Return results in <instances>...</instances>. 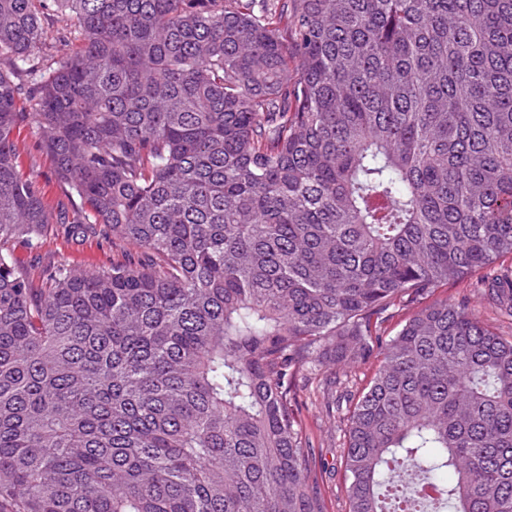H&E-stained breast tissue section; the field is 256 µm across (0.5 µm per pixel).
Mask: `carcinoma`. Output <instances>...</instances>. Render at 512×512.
I'll list each match as a JSON object with an SVG mask.
<instances>
[{"mask_svg":"<svg viewBox=\"0 0 512 512\" xmlns=\"http://www.w3.org/2000/svg\"><path fill=\"white\" fill-rule=\"evenodd\" d=\"M25 123L111 267L12 258ZM507 255L512 0H0V512H326L294 385L373 355L348 512H512V339L423 303ZM52 20L45 22V29L47 34V43L49 44L50 54L54 61L60 62L66 58L68 47L66 46L67 29L65 24L57 19L51 17Z\"/></svg>","mask_w":512,"mask_h":512,"instance_id":"carcinoma-1","label":"carcinoma"}]
</instances>
